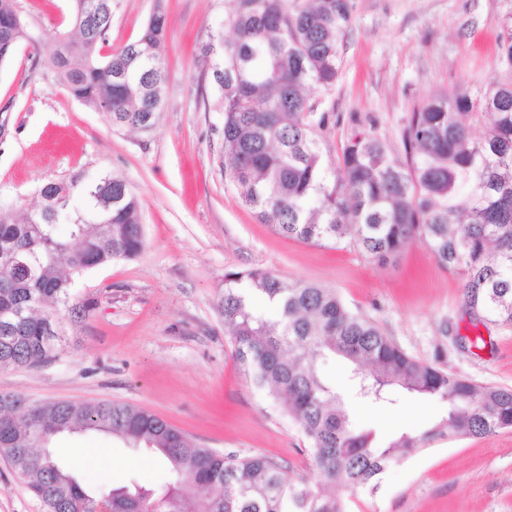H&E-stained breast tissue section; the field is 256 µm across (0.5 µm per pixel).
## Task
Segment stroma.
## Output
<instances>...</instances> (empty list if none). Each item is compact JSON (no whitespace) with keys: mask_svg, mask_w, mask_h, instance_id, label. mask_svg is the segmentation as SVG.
<instances>
[{"mask_svg":"<svg viewBox=\"0 0 512 512\" xmlns=\"http://www.w3.org/2000/svg\"><path fill=\"white\" fill-rule=\"evenodd\" d=\"M343 67L315 99L321 135L340 155L357 132L403 154V133L429 94L480 97L503 81L499 42L512 0H352ZM29 41L0 65V209L32 210L48 181L121 174L142 207L146 245L131 260L94 269L76 284L97 306L67 326L55 359L1 368L0 394L33 401L109 400L144 408L199 445L241 457L276 458L289 479H314L310 445L281 405L234 356L218 302L230 270L262 267L291 281L336 289L352 311L376 321L408 355L483 386L512 388V326L472 327L463 276L413 241L381 265L353 244L310 245L276 234L224 178L215 83L202 48L224 27L227 0H112L107 51L140 38L149 16L167 18L169 80L152 132L112 130L102 113L71 97L45 46L73 33L71 0H15ZM481 334V348L468 337ZM356 422L386 439L422 431L442 412L433 400L393 407L359 402ZM55 445L73 471L101 486L136 478L153 487L162 460L91 433ZM347 512H512V429L449 437L391 464L375 490L347 493ZM0 512H48L0 458Z\"/></svg>","mask_w":512,"mask_h":512,"instance_id":"obj_1","label":"stroma"}]
</instances>
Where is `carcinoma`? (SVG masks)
<instances>
[{
    "label": "carcinoma",
    "mask_w": 512,
    "mask_h": 512,
    "mask_svg": "<svg viewBox=\"0 0 512 512\" xmlns=\"http://www.w3.org/2000/svg\"><path fill=\"white\" fill-rule=\"evenodd\" d=\"M73 2L78 36L54 37L47 61L68 93L112 127L152 130L168 82L164 12L152 13L142 37L104 55L112 0ZM229 2L225 26L234 37L216 33L203 53L214 58L224 178L242 204L281 236L320 245L347 240L380 263L420 240L439 265L462 271L474 322L511 327L512 77L477 103L457 91L425 97L404 131L403 160L378 137L357 133L334 161L317 137L326 117H315L313 94L336 81L351 0ZM28 38L14 0H0V64ZM500 57L512 72V22ZM473 122L486 126L479 139L470 136ZM42 189L39 208L22 218L0 210V253L32 251L38 265L36 281L0 288V314L25 308L15 342L0 345V366L51 362L59 337L47 325L78 322L97 305L78 297L76 278L145 246L140 201L122 176L80 173ZM104 194L112 196L106 213L98 208ZM59 224L71 225L78 249L56 236ZM258 298L272 316L252 308ZM219 306L238 363L299 424L317 478L290 480L270 456L200 448L128 404L43 402L23 410L24 396L0 395V456L49 512H95L105 496L112 512H347L336 488L373 489L392 462L450 431L484 438L512 428V389L478 386L407 355L331 288L263 268L229 271ZM326 356L349 367L363 402L436 400L447 416L419 435L402 431L379 445L320 371ZM82 432L161 455L175 480L161 491L133 477L108 491L83 485L50 449L57 436Z\"/></svg>",
    "instance_id": "carcinoma-1"
}]
</instances>
